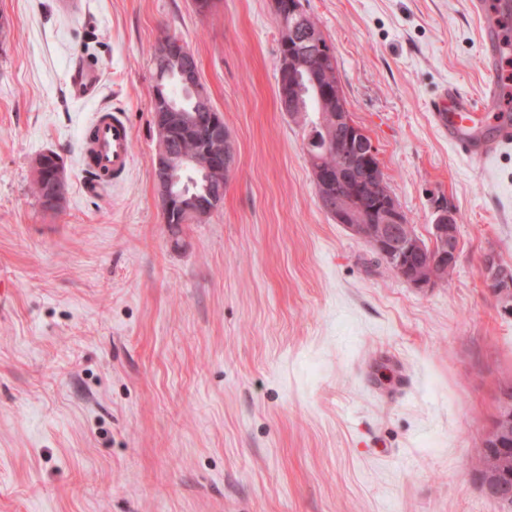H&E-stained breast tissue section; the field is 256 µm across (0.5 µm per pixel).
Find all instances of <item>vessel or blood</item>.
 Instances as JSON below:
<instances>
[{
	"label": "vessel or blood",
	"mask_w": 512,
	"mask_h": 512,
	"mask_svg": "<svg viewBox=\"0 0 512 512\" xmlns=\"http://www.w3.org/2000/svg\"><path fill=\"white\" fill-rule=\"evenodd\" d=\"M471 7L483 23V49L488 82L484 91L470 95L459 86L442 87L427 103L450 145L463 157L481 161L499 148L512 145V122L499 112L503 87L512 75V65L500 54L499 21L512 14V0H472ZM97 74L88 66L77 68L72 89L76 96L91 94ZM132 128L124 112H96L83 130L86 166L93 184L122 181L132 165Z\"/></svg>",
	"instance_id": "obj_1"
}]
</instances>
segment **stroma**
<instances>
[{
    "mask_svg": "<svg viewBox=\"0 0 512 512\" xmlns=\"http://www.w3.org/2000/svg\"><path fill=\"white\" fill-rule=\"evenodd\" d=\"M0 0V512H501L470 456L512 384V148L458 155L428 100L485 82L470 0H302L422 240L459 227L448 281L416 288L321 207L317 112L277 100L270 0ZM199 61L236 147L223 205L163 223L150 159L151 52ZM98 91L74 98L76 64ZM119 108L127 179L98 193L82 128ZM60 154L50 213L32 163ZM483 271L486 283L493 294L504 302L512 300V267L501 263L494 255L483 259Z\"/></svg>",
    "mask_w": 512,
    "mask_h": 512,
    "instance_id": "stroma-1",
    "label": "stroma"
}]
</instances>
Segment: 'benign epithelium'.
Here are the masks:
<instances>
[{
  "label": "benign epithelium",
  "mask_w": 512,
  "mask_h": 512,
  "mask_svg": "<svg viewBox=\"0 0 512 512\" xmlns=\"http://www.w3.org/2000/svg\"><path fill=\"white\" fill-rule=\"evenodd\" d=\"M272 11L278 21L281 53L278 62L280 110L290 116L300 112L299 95L294 79L311 67L317 56L327 52L326 38L319 26L299 5L291 0H271ZM294 20L285 23L284 16ZM154 85L152 99L156 110L152 115L158 146L151 165L163 221L179 217L184 222L201 221L222 203L235 164L234 143L224 127V116L210 109L205 95L196 96L198 111L185 112L167 104L159 91L165 84L177 81L192 91L200 84L196 57L185 41L176 35L159 39L152 57ZM322 103L329 104V119L348 129V141L361 146L366 175L373 183L383 184V169L379 151L364 129L357 124L348 110L339 83L325 78L315 82ZM194 131L202 135L206 146L203 153H190L181 149V135ZM34 177L41 186L45 210L61 212L69 195V179L64 160L50 152L34 159ZM192 167L203 171L205 179L200 194L188 193L178 186L181 172ZM314 181L325 186L335 181H348L347 165L334 169L317 168ZM381 203L367 217L356 191L338 198L329 197L327 210L355 237L367 242L401 278L415 288H431L444 277L458 256L459 238L453 216L447 208L440 209L437 224L433 225L430 243L413 234L405 224L404 212L388 192L380 196ZM425 253L427 262L421 267L403 264V255ZM486 283L501 300H512V267L500 262L494 255L483 259ZM486 460L477 478L483 489L505 504H512V473L501 465L499 452L512 445V393L504 391L496 417L486 427L481 439Z\"/></svg>",
  "instance_id": "1"
}]
</instances>
